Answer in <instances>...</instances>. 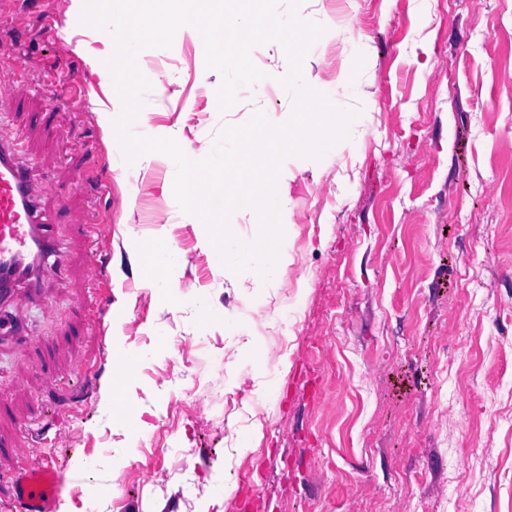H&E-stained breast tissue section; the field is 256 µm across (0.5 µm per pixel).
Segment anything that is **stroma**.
I'll return each instance as SVG.
<instances>
[{
  "label": "stroma",
  "mask_w": 512,
  "mask_h": 512,
  "mask_svg": "<svg viewBox=\"0 0 512 512\" xmlns=\"http://www.w3.org/2000/svg\"><path fill=\"white\" fill-rule=\"evenodd\" d=\"M331 2L298 10L326 21L302 77L363 110L320 159H284L285 249L263 285L177 210L174 162L126 163L105 137L122 101L75 0H15L0 130L42 189L56 253L0 307V512H20L12 484L47 459L64 479L47 512H82L90 485L105 512H201L226 484L224 512H512V0H343V40ZM143 54L167 61L147 124L191 158L255 112L292 113L282 88L218 112L197 30ZM167 247L181 261L163 268ZM260 324L287 325L278 359ZM197 334L236 404L223 420L165 379L184 366L173 340ZM142 348L147 367L120 375ZM272 379L278 403L256 410ZM107 385L139 433L105 421Z\"/></svg>",
  "instance_id": "obj_1"
}]
</instances>
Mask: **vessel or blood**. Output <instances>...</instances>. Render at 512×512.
I'll return each instance as SVG.
<instances>
[{"label": "vessel or blood", "instance_id": "1", "mask_svg": "<svg viewBox=\"0 0 512 512\" xmlns=\"http://www.w3.org/2000/svg\"><path fill=\"white\" fill-rule=\"evenodd\" d=\"M54 251L37 186L17 157L11 136L0 131V297L31 283L32 272ZM18 482L25 512H46L61 487V475L43 462L22 473Z\"/></svg>", "mask_w": 512, "mask_h": 512}]
</instances>
